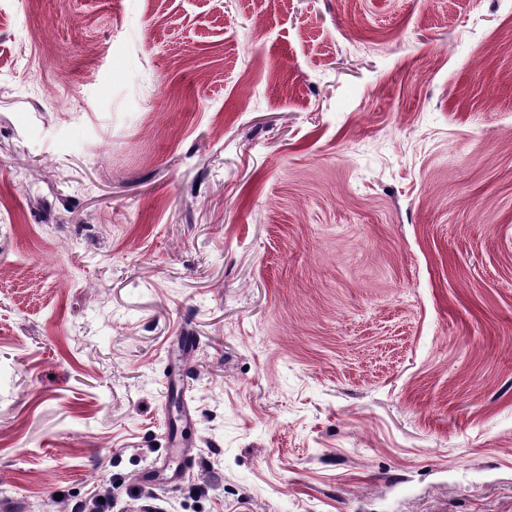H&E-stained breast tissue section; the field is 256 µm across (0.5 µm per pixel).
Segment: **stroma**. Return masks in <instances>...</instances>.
Returning a JSON list of instances; mask_svg holds the SVG:
<instances>
[{"mask_svg": "<svg viewBox=\"0 0 512 512\" xmlns=\"http://www.w3.org/2000/svg\"><path fill=\"white\" fill-rule=\"evenodd\" d=\"M2 498L512 512V0H0Z\"/></svg>", "mask_w": 512, "mask_h": 512, "instance_id": "obj_1", "label": "stroma"}]
</instances>
